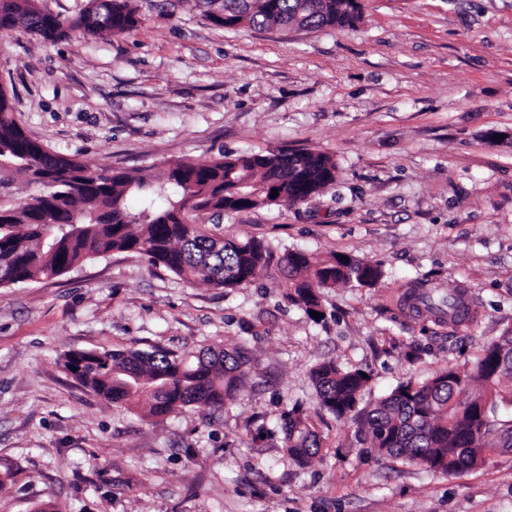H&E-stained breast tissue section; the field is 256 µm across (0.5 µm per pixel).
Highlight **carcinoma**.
Segmentation results:
<instances>
[{
	"label": "carcinoma",
	"mask_w": 512,
	"mask_h": 512,
	"mask_svg": "<svg viewBox=\"0 0 512 512\" xmlns=\"http://www.w3.org/2000/svg\"><path fill=\"white\" fill-rule=\"evenodd\" d=\"M221 27L298 25L311 30L354 24L352 0H205ZM140 22L137 0H89L73 18L41 9L38 0H0V31L21 28L47 42L78 32L121 35ZM19 172L40 186L14 205L0 202V287L54 279L113 252H136L187 284L205 282L233 290L267 275L277 261L288 301L305 313L321 307L325 290L353 284L373 287L382 269L338 254L320 257L272 248L255 238H224L197 223L200 214L219 217L248 207H290L336 180V163L310 150L246 155L218 154L199 164L169 162L164 183L100 167L77 154L51 150L32 138L15 118L12 98L0 88V175ZM278 190L283 202L271 197ZM140 199L137 210L127 206ZM165 205H155V197ZM463 293L414 288L413 308L456 322ZM248 352L208 348L198 353L103 349L87 357L75 379L114 404L148 407L164 417L179 408L217 409L246 389ZM364 369L333 361L311 370L320 409L336 419L360 420L371 448L428 471L457 474L486 466L502 448H512V332L485 344L472 366L447 365L423 382L399 383L371 408H360L369 379ZM289 455L303 465L322 451L310 415L297 404L281 416Z\"/></svg>",
	"instance_id": "obj_1"
}]
</instances>
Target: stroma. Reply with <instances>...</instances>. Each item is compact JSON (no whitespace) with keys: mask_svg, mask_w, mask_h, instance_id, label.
I'll list each match as a JSON object with an SVG mask.
<instances>
[{"mask_svg":"<svg viewBox=\"0 0 512 512\" xmlns=\"http://www.w3.org/2000/svg\"><path fill=\"white\" fill-rule=\"evenodd\" d=\"M122 35L46 42L0 31V86L52 149L163 182L169 162L310 149L335 183L308 202L226 213L227 238L379 264L373 288L326 292L315 322L278 272L234 290L187 284L137 253L0 287V512H512V453L442 474L374 452L317 410L324 361L370 375L363 405L465 367L512 329V0H365L342 29L224 28L197 0H138ZM435 275L476 318L452 328L400 305ZM247 346L249 385L210 413L92 395L74 349ZM313 414L297 465L280 416Z\"/></svg>","mask_w":512,"mask_h":512,"instance_id":"stroma-1","label":"stroma"}]
</instances>
